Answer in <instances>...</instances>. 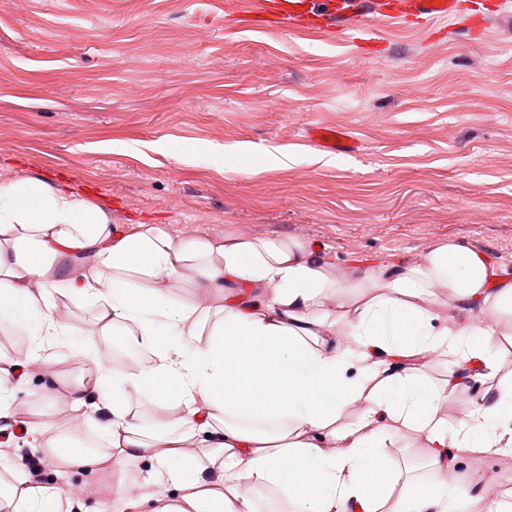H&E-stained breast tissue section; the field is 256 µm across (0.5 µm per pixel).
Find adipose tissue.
<instances>
[{
    "instance_id": "1",
    "label": "adipose tissue",
    "mask_w": 512,
    "mask_h": 512,
    "mask_svg": "<svg viewBox=\"0 0 512 512\" xmlns=\"http://www.w3.org/2000/svg\"><path fill=\"white\" fill-rule=\"evenodd\" d=\"M230 283L255 289L253 300L226 298ZM438 288L447 301H434ZM60 298L94 308V336H76ZM3 323L38 343L24 359L0 356V423L19 420L14 385L48 376L34 431L59 466L41 483L5 465L0 512H74L60 478L106 470L125 512H257L267 484L298 512H512L486 497L483 478L458 474L463 457L512 449V380H495L512 350V280L464 246L337 277L297 242L120 228L63 188L20 179L0 184ZM100 336L138 369L113 368ZM70 357L86 375L61 390L51 379ZM428 357L446 364L440 383L423 371ZM60 400L91 423L97 448L56 415ZM137 401L165 420L146 429ZM409 435L427 448L433 481L390 468ZM144 458L150 471L129 477Z\"/></svg>"
}]
</instances>
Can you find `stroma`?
<instances>
[{
    "label": "stroma",
    "instance_id": "obj_1",
    "mask_svg": "<svg viewBox=\"0 0 512 512\" xmlns=\"http://www.w3.org/2000/svg\"><path fill=\"white\" fill-rule=\"evenodd\" d=\"M383 37L367 60L253 27L236 0H0V183L64 186L186 239L296 241L340 273L451 242L512 278V29ZM313 124L360 152L327 156ZM305 138L319 150L330 153L350 154L361 148L358 139L339 126L310 125L305 129Z\"/></svg>",
    "mask_w": 512,
    "mask_h": 512
}]
</instances>
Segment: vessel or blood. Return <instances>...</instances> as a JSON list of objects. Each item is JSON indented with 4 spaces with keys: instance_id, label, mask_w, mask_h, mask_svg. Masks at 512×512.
I'll use <instances>...</instances> for the list:
<instances>
[{
    "instance_id": "b4317fda",
    "label": "vessel or blood",
    "mask_w": 512,
    "mask_h": 512,
    "mask_svg": "<svg viewBox=\"0 0 512 512\" xmlns=\"http://www.w3.org/2000/svg\"><path fill=\"white\" fill-rule=\"evenodd\" d=\"M249 15L278 28L362 40L367 54L382 42L379 26L445 31L449 22L461 21L465 39L477 41L491 28L512 24V0H475L463 8L461 0H250ZM305 138L319 150L350 154L361 144L345 128L311 125Z\"/></svg>"
}]
</instances>
